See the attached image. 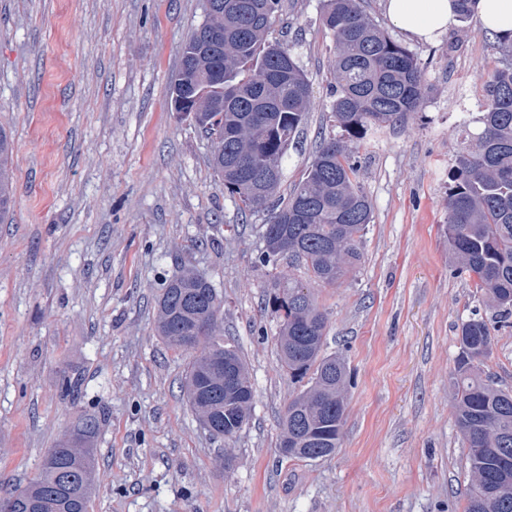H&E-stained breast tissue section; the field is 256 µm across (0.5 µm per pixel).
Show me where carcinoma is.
Masks as SVG:
<instances>
[{
  "label": "carcinoma",
  "mask_w": 512,
  "mask_h": 512,
  "mask_svg": "<svg viewBox=\"0 0 512 512\" xmlns=\"http://www.w3.org/2000/svg\"><path fill=\"white\" fill-rule=\"evenodd\" d=\"M216 12L194 28L182 49L172 85L174 110L184 112L200 91L217 105L199 129L211 142L210 166L240 214L266 215L265 224L288 227V258L304 264L310 281L277 283L271 311L279 329L282 367L310 386L288 401L282 435L290 457L326 458L340 447L348 373L322 355L327 317L313 290L331 286L361 260L372 204L357 180L353 151L334 136L321 138L304 177L278 195L281 178L256 203L252 174L258 164L282 169L312 103L310 83L288 46L269 39L283 22L285 0H213ZM321 23L333 39L331 118L349 140L371 127L395 124L416 111L426 94L414 54L368 15L364 0H323ZM487 107L473 145L461 147L448 186V252L484 293L499 318L512 316V65L493 71ZM247 123L257 137L239 134ZM13 145L0 131V220L14 203L8 171ZM222 300L208 278L183 271L159 299L158 335L170 346L194 350L181 336L203 337V351L188 363L184 390L190 410L231 439L242 430L239 413L251 411V386L224 385V359L239 368L236 346L219 325ZM453 381L454 416L468 448L464 512H512V392L483 378L492 348L489 324L470 319L459 328ZM96 422L84 419L49 449L39 472L0 499V512H89L96 467Z\"/></svg>",
  "instance_id": "carcinoma-1"
}]
</instances>
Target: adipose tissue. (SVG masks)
I'll use <instances>...</instances> for the list:
<instances>
[{"mask_svg": "<svg viewBox=\"0 0 512 512\" xmlns=\"http://www.w3.org/2000/svg\"><path fill=\"white\" fill-rule=\"evenodd\" d=\"M391 22L410 39L430 42L457 24L455 0H385Z\"/></svg>", "mask_w": 512, "mask_h": 512, "instance_id": "1", "label": "adipose tissue"}]
</instances>
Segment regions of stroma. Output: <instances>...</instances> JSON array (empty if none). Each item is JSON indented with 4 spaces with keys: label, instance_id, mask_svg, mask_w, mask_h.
I'll list each match as a JSON object with an SVG mask.
<instances>
[{
    "label": "stroma",
    "instance_id": "35a3bbf8",
    "mask_svg": "<svg viewBox=\"0 0 512 512\" xmlns=\"http://www.w3.org/2000/svg\"><path fill=\"white\" fill-rule=\"evenodd\" d=\"M370 17L417 58L428 94L402 124L356 142L373 207L360 265L317 290L324 353L351 373L340 448L281 455L280 421L304 390L279 362L267 301L302 264L263 265L264 219L215 181L209 141L170 103L204 0H0V129L14 141L16 202L0 223V496L25 484L82 419L98 421L90 512H463L467 450L451 374L462 322L491 318L448 253L449 173L504 67L475 21L433 43ZM282 38L313 105L283 162L280 194L331 132V34L321 0H295ZM223 300L220 328L254 389L248 424L211 436L186 405L193 354L158 336L157 301L181 270ZM484 372L512 389V323ZM79 394L63 391L65 381Z\"/></svg>",
    "mask_w": 512,
    "mask_h": 512
}]
</instances>
